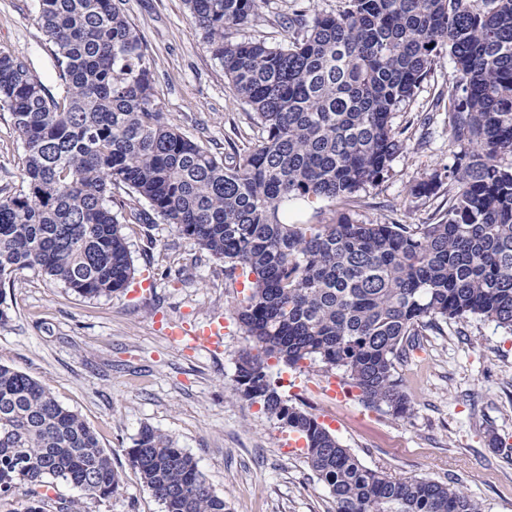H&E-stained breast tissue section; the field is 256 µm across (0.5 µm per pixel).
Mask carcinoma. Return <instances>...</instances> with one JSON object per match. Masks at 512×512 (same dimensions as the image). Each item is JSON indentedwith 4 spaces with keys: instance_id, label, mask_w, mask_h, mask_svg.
Listing matches in <instances>:
<instances>
[{
    "instance_id": "carcinoma-1",
    "label": "carcinoma",
    "mask_w": 512,
    "mask_h": 512,
    "mask_svg": "<svg viewBox=\"0 0 512 512\" xmlns=\"http://www.w3.org/2000/svg\"><path fill=\"white\" fill-rule=\"evenodd\" d=\"M233 94L262 132L228 158L164 118L150 59L114 0H39L61 81L50 94L28 62L0 50V107L24 150L19 190L0 194V297L39 268L86 298L128 287L122 226L151 210L249 279L236 360L245 396L304 438L306 462L336 512H481L451 484L394 479L364 466L278 392L270 360L343 371L368 409L411 411L396 376L411 337L476 317L512 331V0H346L285 22L288 42L231 40L264 0H186ZM448 47L458 72L449 135L462 146L447 174L448 212L431 224H372L335 209L316 224L288 208L348 202L404 148L391 113ZM163 512H226L196 461L145 427L127 449ZM60 479L77 499L52 500ZM121 475L96 434L28 374L0 363V503L23 512H82L112 500Z\"/></svg>"
}]
</instances>
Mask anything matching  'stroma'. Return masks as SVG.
<instances>
[{
    "instance_id": "stroma-1",
    "label": "stroma",
    "mask_w": 512,
    "mask_h": 512,
    "mask_svg": "<svg viewBox=\"0 0 512 512\" xmlns=\"http://www.w3.org/2000/svg\"><path fill=\"white\" fill-rule=\"evenodd\" d=\"M300 1L323 13L344 5L264 0L251 22L228 26L226 34L283 43L282 19ZM120 8L146 46L166 121L214 152L249 150L260 137L251 108L234 96L184 0H121ZM38 15V0H0V50L27 59L56 95L60 80ZM454 75L452 57L440 51L414 96L392 113L407 141L351 203L357 219L426 224L447 210L446 191L415 197L410 189L445 172L459 151L448 136ZM427 112L433 122L425 129L419 119ZM22 156L9 113L0 109V190L20 189ZM123 232L134 266L128 290L85 298L27 270L1 302L10 319L0 325V362L78 413L123 478L112 501L84 504L83 512H163L126 455L146 427L193 457L228 512H335L303 454L286 451L291 432L236 381L235 359L246 340L234 308L249 293L246 281L226 276L223 262L162 218ZM219 318L224 340L217 352L173 345L165 334L170 321L193 328ZM396 370L411 405L403 417L365 409L353 394H328L326 382L343 375L320 363L274 368L283 399L315 417L366 467L451 483L483 512H512V333L476 318L452 322L416 337Z\"/></svg>"
}]
</instances>
